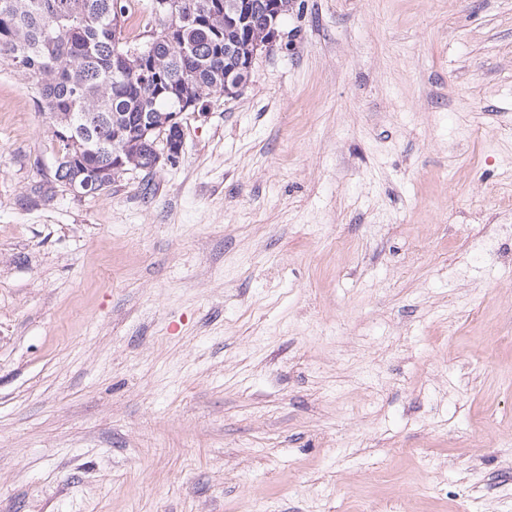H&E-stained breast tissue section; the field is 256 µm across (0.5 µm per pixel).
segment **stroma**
<instances>
[{
  "instance_id": "stroma-1",
  "label": "stroma",
  "mask_w": 512,
  "mask_h": 512,
  "mask_svg": "<svg viewBox=\"0 0 512 512\" xmlns=\"http://www.w3.org/2000/svg\"><path fill=\"white\" fill-rule=\"evenodd\" d=\"M280 32L100 195L0 72V512H512V0Z\"/></svg>"
}]
</instances>
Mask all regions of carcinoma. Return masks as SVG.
I'll return each instance as SVG.
<instances>
[{
    "instance_id": "obj_1",
    "label": "carcinoma",
    "mask_w": 512,
    "mask_h": 512,
    "mask_svg": "<svg viewBox=\"0 0 512 512\" xmlns=\"http://www.w3.org/2000/svg\"><path fill=\"white\" fill-rule=\"evenodd\" d=\"M154 14L148 39L124 35L131 0H0V66L24 76L41 111L48 113L59 156L53 179H99L112 188V164L153 172L151 145L168 140L157 122L139 143L150 112H180L199 104L246 53L255 27L286 16L282 0H248L250 21L224 28V0H176ZM124 143L112 144L113 126Z\"/></svg>"
}]
</instances>
